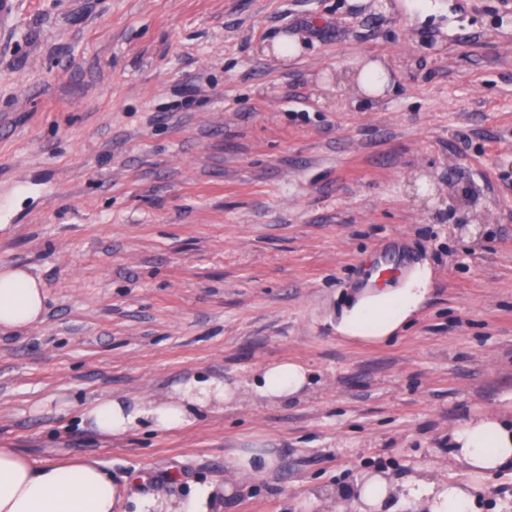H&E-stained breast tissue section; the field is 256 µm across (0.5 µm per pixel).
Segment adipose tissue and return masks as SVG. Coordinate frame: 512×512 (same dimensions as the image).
Returning a JSON list of instances; mask_svg holds the SVG:
<instances>
[{
    "label": "adipose tissue",
    "instance_id": "ef3b65f1",
    "mask_svg": "<svg viewBox=\"0 0 512 512\" xmlns=\"http://www.w3.org/2000/svg\"><path fill=\"white\" fill-rule=\"evenodd\" d=\"M428 292L426 271L402 285L360 296L346 308L336 326L342 337L382 342L419 309ZM41 281L24 267L0 264V329L24 330L39 324L45 312ZM310 383L301 363L283 361L261 370L254 384L260 399L275 403L302 397ZM234 391L224 382L195 378L177 385L163 400L127 401L99 397L86 403L82 426L108 435H123L145 426L160 432L192 424L211 407L232 402ZM456 459L476 477L488 478L512 469V423L493 415L462 422L451 433ZM392 487L381 474L367 475L354 488L357 512H380ZM407 500L427 501L430 512H474L471 488L445 480H415L405 487ZM336 491L337 506H345ZM0 512H121L119 488L100 462H37L15 449L0 448Z\"/></svg>",
    "mask_w": 512,
    "mask_h": 512
}]
</instances>
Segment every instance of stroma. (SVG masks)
Segmentation results:
<instances>
[{
	"mask_svg": "<svg viewBox=\"0 0 512 512\" xmlns=\"http://www.w3.org/2000/svg\"><path fill=\"white\" fill-rule=\"evenodd\" d=\"M367 61L391 88L365 107ZM4 201L0 263L42 282L46 315L0 332V444L103 463L123 512L204 486L220 512H334L313 492L372 472L387 512H428L400 499L427 475L512 512V472L474 479L449 446L512 419V0H18ZM378 249L430 292L388 342L344 339ZM284 360L311 387L260 401L255 373ZM194 375L233 402L164 433L79 424L86 401ZM247 453L276 464L235 473Z\"/></svg>",
	"mask_w": 512,
	"mask_h": 512,
	"instance_id": "35a3bbf8",
	"label": "stroma"
}]
</instances>
